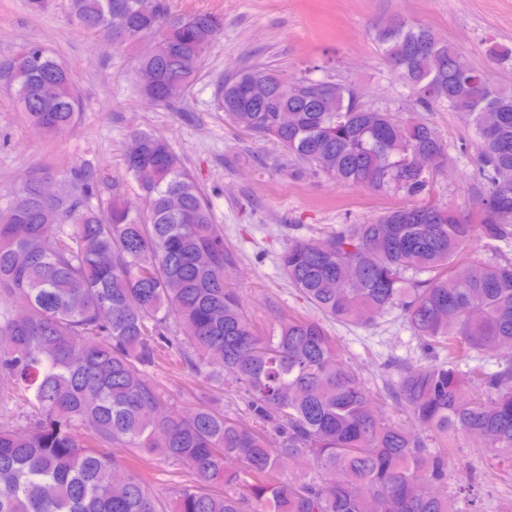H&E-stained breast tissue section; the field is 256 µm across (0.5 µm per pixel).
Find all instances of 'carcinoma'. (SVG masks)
I'll return each mask as SVG.
<instances>
[{
    "mask_svg": "<svg viewBox=\"0 0 512 512\" xmlns=\"http://www.w3.org/2000/svg\"><path fill=\"white\" fill-rule=\"evenodd\" d=\"M75 24L112 40L159 32L139 68L142 93L173 106L193 81L224 19L180 14L169 0H71ZM391 72L410 91L412 117L372 108L354 86L249 66L218 83L226 120L271 137L328 179L387 195L426 194L448 146L417 114L439 105L465 114L476 139V210L438 204L389 209L323 237H296L283 274L320 315L371 328L396 311L425 363L395 365L389 393L410 424L390 421L359 372L337 354L321 318L282 314L264 333L237 289L224 229L166 140L134 130L125 156L142 205L112 195L104 214L86 194H41L29 174L0 209V371L29 407L19 431L0 425V512H482L476 476L449 489L458 433L512 465V359H480L512 346V88L474 68L425 24L375 30ZM512 61V47L485 42ZM0 82L47 135L74 126L70 70L39 44L0 62ZM485 241L489 258L465 254ZM175 350L205 388L234 378L247 418L206 398L188 413L168 407L151 375ZM112 446L121 456L99 451ZM179 464L190 479L163 498L138 464ZM298 471L284 473V466Z\"/></svg>",
    "mask_w": 512,
    "mask_h": 512,
    "instance_id": "1",
    "label": "carcinoma"
}]
</instances>
